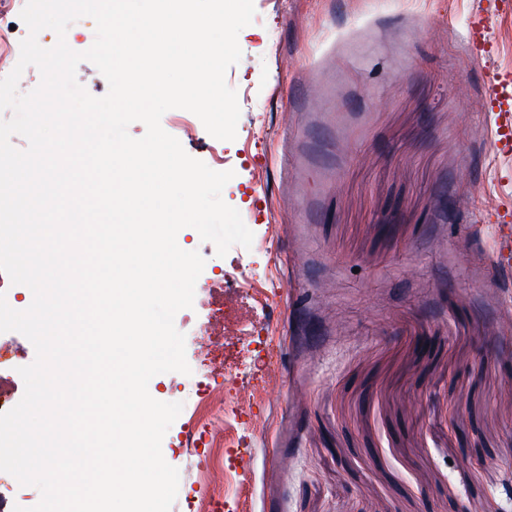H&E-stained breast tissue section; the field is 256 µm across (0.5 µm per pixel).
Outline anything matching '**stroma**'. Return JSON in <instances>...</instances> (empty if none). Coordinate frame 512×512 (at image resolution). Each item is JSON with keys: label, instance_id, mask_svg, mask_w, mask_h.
Returning a JSON list of instances; mask_svg holds the SVG:
<instances>
[{"label": "stroma", "instance_id": "obj_1", "mask_svg": "<svg viewBox=\"0 0 512 512\" xmlns=\"http://www.w3.org/2000/svg\"><path fill=\"white\" fill-rule=\"evenodd\" d=\"M254 6L235 139L181 142L209 166L223 147L253 244L180 231L205 260L174 318L191 372L148 384L183 405L171 512L198 477L191 377L254 397L210 451L227 512H512V0Z\"/></svg>", "mask_w": 512, "mask_h": 512}]
</instances>
